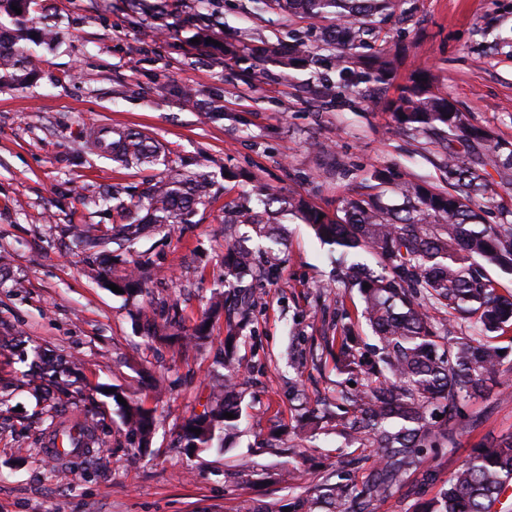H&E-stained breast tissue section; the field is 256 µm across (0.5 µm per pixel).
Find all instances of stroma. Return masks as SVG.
Wrapping results in <instances>:
<instances>
[{"label":"stroma","instance_id":"1","mask_svg":"<svg viewBox=\"0 0 512 512\" xmlns=\"http://www.w3.org/2000/svg\"><path fill=\"white\" fill-rule=\"evenodd\" d=\"M36 22L58 30L53 48H37V80L0 88V512H283L340 471L353 483L369 475L372 448L351 446L335 431L308 443L289 435L294 385L311 399L335 401L338 376L324 348L336 309L360 318L357 291L336 285L327 248L296 220L276 276L255 281L246 341L236 353L245 421L228 452H188L177 434L202 413L212 383L224 375L227 317L210 321L203 346L147 335L141 306L164 324L178 311L188 333L224 291L227 243L251 235L227 227L224 211L247 204L256 186L299 194L328 213L373 194L399 200L408 184L450 188L445 150L475 159L486 184L478 202L487 223L512 224V0H402L365 35L363 55L396 57V74L380 103L340 89L321 95L326 71L292 73L252 57L256 46L287 53L294 40L319 53L331 20H309L254 0H32ZM238 49L239 58L224 54ZM428 69L435 89L490 144L468 146L448 133L398 125L387 102L411 74ZM220 100L224 116L208 106ZM94 128L131 129L159 142L161 165L124 167L87 147ZM208 172L210 197L192 223L147 232L120 254L118 270L143 259L151 279L136 302L94 278L99 250L79 244L72 224L111 228L99 196L112 186L140 197L169 175ZM390 172L378 183L375 172ZM76 365L67 393L34 391L25 377L33 348ZM161 379L162 393L151 388ZM134 395L156 418L149 447L122 425L111 389ZM471 422L455 449L429 454L433 482L408 475L375 512H417L439 494L479 443L512 434V376L490 397L465 408ZM93 418L100 454L51 459L49 440L69 421ZM247 469L238 485L226 469ZM300 475L284 483L282 469Z\"/></svg>","mask_w":512,"mask_h":512}]
</instances>
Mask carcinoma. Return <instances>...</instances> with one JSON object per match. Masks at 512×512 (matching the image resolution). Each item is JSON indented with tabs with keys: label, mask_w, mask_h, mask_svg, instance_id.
<instances>
[{
	"label": "carcinoma",
	"mask_w": 512,
	"mask_h": 512,
	"mask_svg": "<svg viewBox=\"0 0 512 512\" xmlns=\"http://www.w3.org/2000/svg\"><path fill=\"white\" fill-rule=\"evenodd\" d=\"M272 1L288 13L309 19H331L334 26L324 38L336 46L329 58L311 55L298 40L288 55L277 58L290 71L310 63L320 64L334 76L326 77L324 90L357 88L361 84L386 85L393 79L394 61L387 56L366 57L361 46V25L381 23L395 10L398 0H260ZM31 0H0V86L24 89L36 76L34 45H51L56 31L39 27L28 17ZM21 8L18 15L12 6ZM396 122L413 132L460 130L474 141L489 134L471 127L463 113L432 87V76L421 70L389 105ZM96 149L112 155L122 166L156 165L161 155L149 138L133 130L97 131L90 135ZM445 165L454 180L452 191L441 192L412 185L402 201L390 203L376 195L350 200L343 216L322 214L305 199L290 195L255 194V204L244 210L224 211L226 224H250L265 248L262 274H274L283 243L281 217L289 215L308 225L315 236L336 253V281L357 290L363 318L372 332L373 359L365 361L355 323L342 310L336 314L331 344L337 348L335 368L346 382L341 402L332 409L311 408L301 400L296 435L315 437L332 423L350 444L378 449L368 479L357 487L342 480L315 491L297 512H370L391 496L410 471H423L433 479L428 452L451 448L465 417L469 401L488 395L500 379L512 374V361L499 338L512 327V295L498 293L493 270L512 274V225L487 224L475 198L485 191L476 162L453 153ZM211 183L203 172L171 175L147 189L135 207L144 211L137 221L112 226V235L96 234L92 225L73 227L74 234L91 249L115 243L132 247L148 228L188 224L196 208L209 197ZM378 258L373 268L360 258ZM149 262L137 263L112 279L128 297L141 292ZM254 275L252 249L243 242L227 245L224 255V308L241 310L242 319L224 336V384L215 387L207 409L180 426L183 447L191 450L224 448L226 437L238 432L244 391L236 380L234 356L244 340L253 289L242 287ZM369 284L366 289L363 284ZM33 364L57 389L70 386L60 364L34 353ZM127 432L148 444L154 429L150 410L136 402L118 404ZM232 413L228 419L224 413ZM443 418H438V415ZM199 428L196 434L192 429ZM67 453L93 454L99 444L88 422L78 420L62 435ZM512 485V435L471 449L447 487L421 512H497L500 498Z\"/></svg>",
	"instance_id": "carcinoma-1"
}]
</instances>
